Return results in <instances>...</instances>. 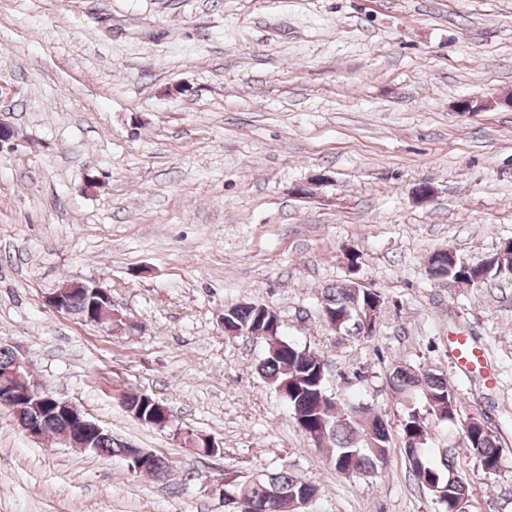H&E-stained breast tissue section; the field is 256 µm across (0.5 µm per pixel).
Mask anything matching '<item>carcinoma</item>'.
<instances>
[{"label":"carcinoma","mask_w":512,"mask_h":512,"mask_svg":"<svg viewBox=\"0 0 512 512\" xmlns=\"http://www.w3.org/2000/svg\"><path fill=\"white\" fill-rule=\"evenodd\" d=\"M435 268L453 277L459 273L461 259L447 253L430 257ZM500 273L499 263L487 258L481 266L472 269V286L479 287L488 278ZM353 297L348 285L327 289L324 305L336 316L355 315L350 307ZM226 316L239 329L247 331L259 322L271 325L275 312L262 314L250 306L227 307ZM265 357L258 369L266 383L274 388L288 384V407L291 416L298 417L318 444L332 448V462L336 473L355 475L374 473L384 468L389 448V433L383 420L376 416L369 422L363 415L371 412L364 406L340 410L326 392L325 379L319 376V355L307 347L298 346L282 336H267ZM392 389L407 403L406 412L399 424V435L404 451L411 463L412 473L422 487L433 483L448 485V498L438 502L439 512H454L461 501L470 500L468 484L450 479L454 474L453 452L450 448L433 450L427 447L428 427L426 416H446V420H467L456 392L448 381L433 373H420L409 366H397L391 377ZM461 447L470 450L479 466L487 473L500 469L503 448L496 433L487 426L477 427L461 435ZM264 486L286 493H316V485H306L288 467L265 470ZM243 484L229 486V490L242 499L243 512H263L259 497L242 492Z\"/></svg>","instance_id":"obj_1"}]
</instances>
